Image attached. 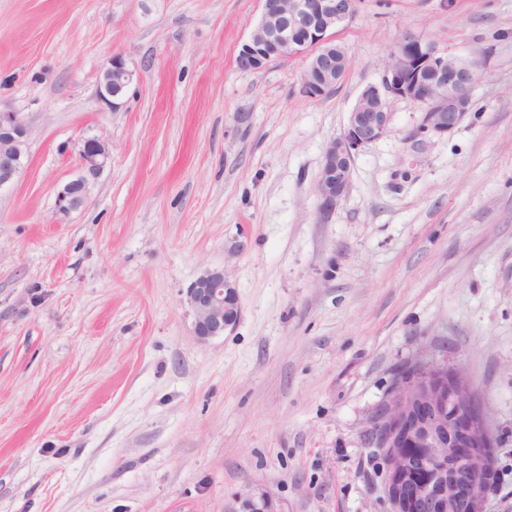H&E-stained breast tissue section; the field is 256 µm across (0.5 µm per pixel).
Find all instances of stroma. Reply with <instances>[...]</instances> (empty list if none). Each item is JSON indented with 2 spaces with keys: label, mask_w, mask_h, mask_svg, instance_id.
Wrapping results in <instances>:
<instances>
[{
  "label": "stroma",
  "mask_w": 512,
  "mask_h": 512,
  "mask_svg": "<svg viewBox=\"0 0 512 512\" xmlns=\"http://www.w3.org/2000/svg\"><path fill=\"white\" fill-rule=\"evenodd\" d=\"M261 0H0V108L30 133L0 188V512H388L369 417L398 368L463 365L493 435L485 512H512V0H360L326 97L236 58ZM480 59L455 131L411 149L391 100L319 214L326 144L401 31ZM114 54L139 76L96 95ZM110 159L56 211L82 139ZM222 268L236 327L194 336ZM186 302L195 323L194 333L199 342L232 331L241 317L236 287L224 276L223 269H210L186 290Z\"/></svg>",
  "instance_id": "1"
}]
</instances>
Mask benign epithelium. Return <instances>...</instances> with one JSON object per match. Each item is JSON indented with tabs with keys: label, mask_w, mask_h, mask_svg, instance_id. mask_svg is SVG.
Returning <instances> with one entry per match:
<instances>
[{
	"label": "benign epithelium",
	"mask_w": 512,
	"mask_h": 512,
	"mask_svg": "<svg viewBox=\"0 0 512 512\" xmlns=\"http://www.w3.org/2000/svg\"><path fill=\"white\" fill-rule=\"evenodd\" d=\"M358 0H263L260 20L242 44L237 65L263 70L275 60L303 61L302 94L319 99L339 82L338 63L328 54L335 30L352 20ZM480 64L474 57L440 50L432 41L402 32L388 54L380 82L358 96L343 132L323 153L316 184L320 214L335 208L350 185L355 155L384 137L390 127L392 98L423 106L407 141L417 147L428 135L456 129L472 109L471 90ZM137 78L121 55L101 72L99 100L117 110ZM29 129L17 112L0 111V188L19 177ZM80 174L58 192L59 213L84 207L93 181L110 158L106 142L86 138L79 150ZM186 302L200 342L222 336L241 317L236 287L222 269H210L186 290ZM386 472L389 512H484L491 473L485 449L495 444L479 396L461 365L439 359L415 361L397 377L366 429Z\"/></svg>",
	"instance_id": "obj_1"
}]
</instances>
